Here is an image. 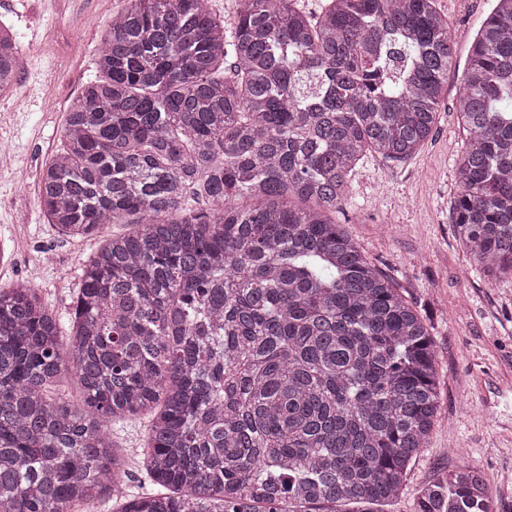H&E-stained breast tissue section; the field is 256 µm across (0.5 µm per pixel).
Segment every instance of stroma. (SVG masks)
<instances>
[{"label":"stroma","instance_id":"stroma-1","mask_svg":"<svg viewBox=\"0 0 512 512\" xmlns=\"http://www.w3.org/2000/svg\"><path fill=\"white\" fill-rule=\"evenodd\" d=\"M125 0H0V23L21 47L13 90L0 97V289L29 282L65 315L81 268L100 237L59 234L37 207L38 175L61 146L66 110L96 73L95 57ZM457 44L448 93L432 137L412 158L366 155L350 177L346 232L366 258L426 315L439 357L441 412L428 447L389 512H414L422 486L440 471L479 469L495 512H512V283L490 282L457 242L450 219L459 192L456 161L464 147L455 112L469 40L493 0H437ZM48 262H35L38 253ZM149 419L118 426L134 487Z\"/></svg>","mask_w":512,"mask_h":512}]
</instances>
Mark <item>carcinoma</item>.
Masks as SVG:
<instances>
[{"instance_id": "cac0c4a2", "label": "carcinoma", "mask_w": 512, "mask_h": 512, "mask_svg": "<svg viewBox=\"0 0 512 512\" xmlns=\"http://www.w3.org/2000/svg\"><path fill=\"white\" fill-rule=\"evenodd\" d=\"M127 0L36 204L69 237L133 224L83 271L69 332L0 290V512H384L441 405L426 319L333 217L366 152L413 156L457 46L435 0ZM19 45L0 24V96ZM512 0L472 36L451 223L512 281ZM84 392L53 394L62 366ZM150 415L129 492L112 424ZM415 512H494L479 470Z\"/></svg>"}]
</instances>
